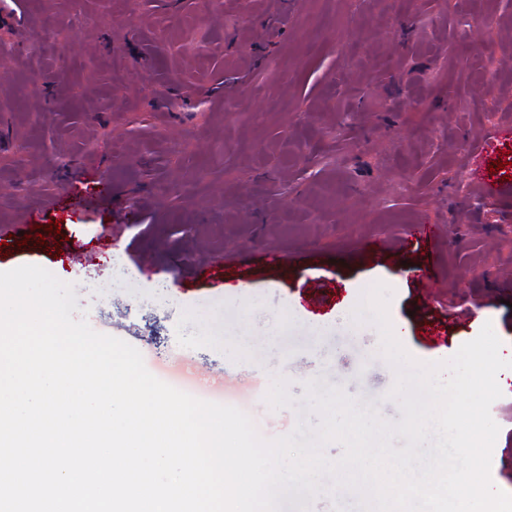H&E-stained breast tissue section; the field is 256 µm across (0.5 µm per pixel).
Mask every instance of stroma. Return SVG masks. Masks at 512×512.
<instances>
[{
	"label": "stroma",
	"instance_id": "stroma-1",
	"mask_svg": "<svg viewBox=\"0 0 512 512\" xmlns=\"http://www.w3.org/2000/svg\"><path fill=\"white\" fill-rule=\"evenodd\" d=\"M0 46V231L45 229L0 269L73 284L158 379L266 439L311 379L401 421L350 320L377 282L416 359L488 322L512 358V0H0ZM498 383L512 493V369Z\"/></svg>",
	"mask_w": 512,
	"mask_h": 512
}]
</instances>
